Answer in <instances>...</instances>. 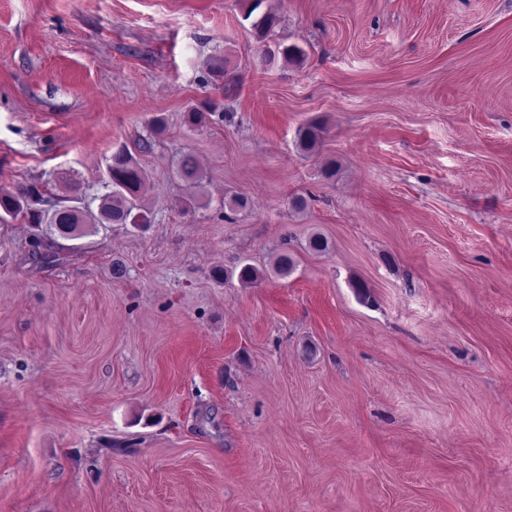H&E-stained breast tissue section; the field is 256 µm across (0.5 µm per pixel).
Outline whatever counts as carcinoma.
<instances>
[{"label": "carcinoma", "instance_id": "obj_1", "mask_svg": "<svg viewBox=\"0 0 512 512\" xmlns=\"http://www.w3.org/2000/svg\"><path fill=\"white\" fill-rule=\"evenodd\" d=\"M278 25L277 16L263 12L253 23L255 38L262 42L268 39ZM323 128L308 125L299 130L301 145L310 149L321 139ZM177 174L185 181L199 183L203 176L196 158L191 153L183 154L178 162ZM109 192L100 196L97 209H92L81 195H73L64 201L50 202L44 199L35 185L30 184L15 190L0 188V223L22 219L29 224L45 226L44 239L36 247L50 250L47 257L58 260L53 243L56 238L78 239L89 229L106 230L111 224H148L150 211L140 204L139 193L143 186V170L131 152L123 147L112 154L107 166Z\"/></svg>", "mask_w": 512, "mask_h": 512}]
</instances>
